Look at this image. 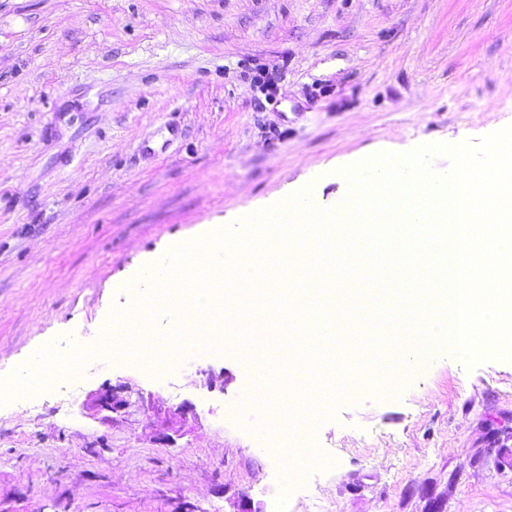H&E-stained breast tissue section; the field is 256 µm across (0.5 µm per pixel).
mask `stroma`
<instances>
[{"mask_svg":"<svg viewBox=\"0 0 512 512\" xmlns=\"http://www.w3.org/2000/svg\"><path fill=\"white\" fill-rule=\"evenodd\" d=\"M510 124L512 0H0V377L92 351L0 404V512H512V360L440 350L399 394L353 387L312 434L327 468L291 479L230 351H94L201 224L317 175L334 207L350 160ZM108 384L144 411L93 414Z\"/></svg>","mask_w":512,"mask_h":512,"instance_id":"1","label":"stroma"}]
</instances>
